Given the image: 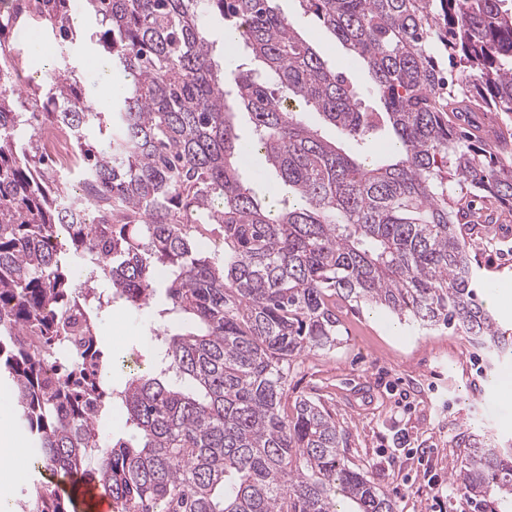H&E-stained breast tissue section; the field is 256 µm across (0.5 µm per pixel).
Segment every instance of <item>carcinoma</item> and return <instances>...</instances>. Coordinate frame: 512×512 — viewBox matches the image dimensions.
<instances>
[{
  "instance_id": "1",
  "label": "carcinoma",
  "mask_w": 512,
  "mask_h": 512,
  "mask_svg": "<svg viewBox=\"0 0 512 512\" xmlns=\"http://www.w3.org/2000/svg\"><path fill=\"white\" fill-rule=\"evenodd\" d=\"M87 2L96 57L129 85L105 109L64 62L85 38L69 0H0V369L32 467L90 480L113 512H396L348 464L335 414L288 399V377L336 349L342 303L512 353L462 233L512 208V128L483 120L512 115V0H300L368 68L369 112L276 0ZM213 15L234 36L223 61L240 50L258 61L234 79L247 138L226 103ZM17 31L60 44L38 83L17 77ZM290 100L357 144L391 132V153L351 157ZM59 120L75 135L79 194L43 152L40 131ZM248 152L276 175L261 200ZM76 203L86 222L68 224ZM161 273L163 313L182 327L114 398L93 308L148 303ZM68 341L82 349L74 359ZM116 400L134 435L104 441L96 424ZM457 447L471 503L512 512V448L482 434ZM22 512L77 504L37 484Z\"/></svg>"
}]
</instances>
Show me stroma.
Segmentation results:
<instances>
[{
	"mask_svg": "<svg viewBox=\"0 0 512 512\" xmlns=\"http://www.w3.org/2000/svg\"><path fill=\"white\" fill-rule=\"evenodd\" d=\"M283 13L316 47L326 63L346 72L363 107L375 105L364 64L298 0H278ZM472 257L499 304L494 316L512 325V221L494 233L474 229ZM160 299L135 309L112 303L98 321L101 348L111 364L108 385H124L126 374L153 360V327ZM335 351L303 358L290 378L291 395L315 394L335 411L346 433L347 457L373 474L395 501L397 512H433L430 485H456L462 457L453 444L462 432L488 433L512 447V394L490 385V377L512 372V360L489 367L485 351L460 335L421 334L394 324L381 311L347 309Z\"/></svg>",
	"mask_w": 512,
	"mask_h": 512,
	"instance_id": "35a3bbf8",
	"label": "stroma"
}]
</instances>
